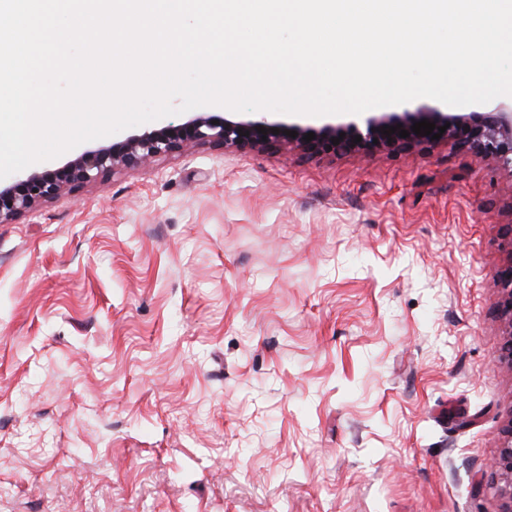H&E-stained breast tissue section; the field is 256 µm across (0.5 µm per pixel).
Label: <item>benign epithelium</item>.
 <instances>
[{"instance_id":"1","label":"benign epithelium","mask_w":512,"mask_h":512,"mask_svg":"<svg viewBox=\"0 0 512 512\" xmlns=\"http://www.w3.org/2000/svg\"><path fill=\"white\" fill-rule=\"evenodd\" d=\"M435 124L433 133L449 125L441 139L485 158L512 165V105H504L494 113L455 114L429 110L426 112H392L372 115L360 125L302 127L271 123L263 116L246 119L228 118L222 112H192L181 123L134 134L122 141L96 149H85L74 158L52 169L29 172L0 183V224H9L27 212L53 201L64 192H75L87 185L107 180L117 170H136L153 159L188 147L208 145L248 151L278 144H294L309 155L336 152H371L378 149L404 150L433 143L431 137L412 132L416 122ZM401 126L409 131L406 138L382 128ZM267 130L263 135L258 129ZM279 133H273V130ZM294 131L291 137L287 132ZM312 132L315 138L304 140ZM361 141L355 143V137ZM339 140L335 145L332 140ZM502 296L498 310L505 324L504 338L498 346L500 358L512 365V261L498 275ZM491 471L500 478V512H512V419L504 428L500 446L490 463Z\"/></svg>"}]
</instances>
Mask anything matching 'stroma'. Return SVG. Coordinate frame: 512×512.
Listing matches in <instances>:
<instances>
[{
	"label": "stroma",
	"instance_id": "stroma-1",
	"mask_svg": "<svg viewBox=\"0 0 512 512\" xmlns=\"http://www.w3.org/2000/svg\"><path fill=\"white\" fill-rule=\"evenodd\" d=\"M512 167L195 146L0 224V512H499ZM497 285L501 287L503 293L498 301V310L505 324V337L498 350L500 358L512 365V261L500 270Z\"/></svg>",
	"mask_w": 512,
	"mask_h": 512
}]
</instances>
